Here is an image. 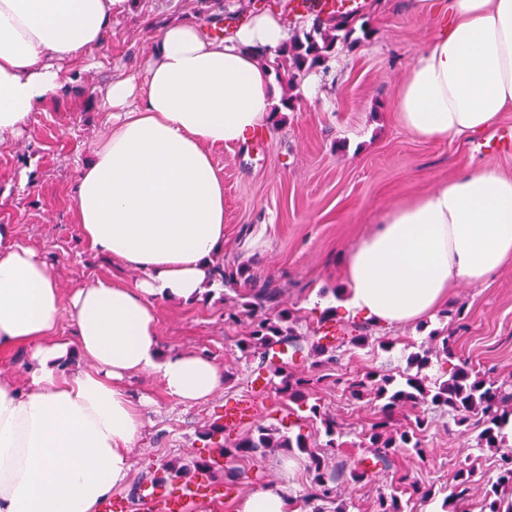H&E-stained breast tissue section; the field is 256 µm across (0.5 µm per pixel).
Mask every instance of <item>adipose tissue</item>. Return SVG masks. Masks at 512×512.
Here are the masks:
<instances>
[{
	"instance_id": "ef3b65f1",
	"label": "adipose tissue",
	"mask_w": 512,
	"mask_h": 512,
	"mask_svg": "<svg viewBox=\"0 0 512 512\" xmlns=\"http://www.w3.org/2000/svg\"><path fill=\"white\" fill-rule=\"evenodd\" d=\"M126 0H0V140L64 88L69 64L100 47ZM450 21L415 57L393 109L426 141L465 139L512 111V0H452ZM288 38L283 15H249L224 39L165 26L143 75L108 82L111 122L79 170L76 219L86 241L137 271L62 297L44 256L0 226V354L25 350L29 382L0 373V512H99L123 486L143 419L125 381L147 373L181 404L224 388V368L162 349L158 304L211 288L224 245V182L210 148L266 126L274 75L253 54ZM512 262V178L466 171L383 212L346 253L339 304L390 329L433 314L462 283ZM73 338L56 336L61 318ZM87 371L66 373L69 356ZM235 512H298L279 486Z\"/></svg>"
}]
</instances>
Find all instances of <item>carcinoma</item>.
Returning a JSON list of instances; mask_svg holds the SVG:
<instances>
[{"mask_svg":"<svg viewBox=\"0 0 512 512\" xmlns=\"http://www.w3.org/2000/svg\"><path fill=\"white\" fill-rule=\"evenodd\" d=\"M329 21L331 24L326 28L321 21L314 23L310 30L292 36L278 50L277 65L286 67L287 73L278 71L276 75L286 79L288 86H294L298 77L324 65L335 48L336 40L357 44L370 37L371 28L366 21L358 28L346 15H331ZM244 274L242 266L233 269L218 263L212 267L213 280L232 290ZM279 297L278 289L267 286L239 293L227 305L224 324L247 323L246 331L236 340V347L242 356L256 364L253 372H264L279 378L280 384L276 387L278 393L290 401L305 403L315 385L325 379V376L313 373L312 369L336 363V348L322 343L318 328L308 326L306 332L298 331V317ZM343 332L347 334V343L354 346L372 342L384 351L392 347L391 341L373 335L372 325L368 322H353L344 327ZM284 345L292 348L295 354L304 352L308 358L315 357L311 370L306 373L288 371L287 363L281 360ZM442 354L450 359L456 357L454 339L450 335L443 338L442 350L433 348L413 356L411 365L416 367V373L401 375L399 382L391 374L372 369L347 383L346 391L354 400L369 398L384 401L380 415L358 434L362 447L370 449L373 455V466L388 471L395 466L396 459L403 451L422 447L421 436L427 424L425 416L417 414L414 422L395 428L390 422V414L397 408L433 407L448 414L460 425L474 416L480 428L476 436L478 447L499 448L503 444V429L512 420V391L507 389L506 383L486 378L463 365L455 367L447 379L441 376L431 379L422 374L431 365V357L437 358ZM308 410L310 417L320 421L326 436L325 444L311 442L301 433L291 438L275 427L258 424L237 436L233 443L219 445V455L228 459L229 466L218 470L224 472L226 480L236 485L248 474L239 463L263 460L268 452L276 448H296L306 458L307 469L312 474L306 502L312 505V512H325L318 503L335 502L343 483L360 482L368 476V471L358 463L353 466L344 461L329 464L326 449L336 447V436L340 435L336 419L317 402L308 406ZM218 470L213 468L210 457L172 460L162 465L161 475L154 478V483L180 482L195 473L213 474ZM471 478L469 467L462 466L457 470L456 482L449 497L452 512H461L468 498ZM400 483L402 488L399 491L379 492L373 512H404L400 495L408 492L429 495V491L420 490L417 482L408 474L400 478ZM484 501V512H512V449L502 454L499 476L485 490Z\"/></svg>","mask_w":512,"mask_h":512,"instance_id":"carcinoma-1","label":"carcinoma"}]
</instances>
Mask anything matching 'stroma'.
Wrapping results in <instances>:
<instances>
[{"label": "stroma", "instance_id": "1", "mask_svg": "<svg viewBox=\"0 0 512 512\" xmlns=\"http://www.w3.org/2000/svg\"><path fill=\"white\" fill-rule=\"evenodd\" d=\"M279 12L290 32L311 28L315 15L294 11L291 0H127L112 24L94 63L69 65L65 91L33 113L21 135L0 142V225L15 243L30 247L52 264L63 296L98 278L134 284L135 271L87 245L75 220L73 182L107 133L108 115L99 88L111 78L140 72L160 31L175 21L204 24L206 13L242 16ZM368 21L369 40L337 44L314 72L318 93L309 96V79L295 87L273 82L274 102L293 95L291 110L275 113L266 128L246 143L214 147L210 154L224 181V248L220 262L242 265L255 286L279 289L303 324L314 326L324 314L348 324L352 318L333 304L343 287L345 253L375 227L378 216L460 172L478 168L512 177V148L479 152V143L512 129V112L495 129L464 140L421 141L407 134L393 111L398 88L417 53L433 39L435 17L421 0H365L359 14ZM224 286L193 302L162 301L164 351L192 350L223 366L224 388L204 402L185 405L167 398L152 376L135 375L127 387L142 400L144 428L132 451L126 485L113 491L126 512H144L151 479L167 461L214 454L216 441L203 438L227 401L248 395L250 364L235 340L241 328L224 326ZM392 349L343 346L327 380L313 394L333 415L344 435L333 461L365 455L358 431L379 413L378 403L349 398L347 382L369 369L405 371L412 354L455 338V351L476 372L512 382V264L480 285L463 284L433 316L386 330ZM423 440L425 456L408 450L396 465L411 471L429 490L411 497L405 512H448L447 498L461 460L473 470L467 512H483L484 492L495 480L503 449L476 445L477 428L458 425L447 414L429 410ZM311 477L302 454L277 449L252 466L233 496L204 502L196 512H234L238 497L286 485L303 495ZM394 474L343 484L339 502L347 512H372L380 490Z\"/></svg>", "mask_w": 512, "mask_h": 512}]
</instances>
